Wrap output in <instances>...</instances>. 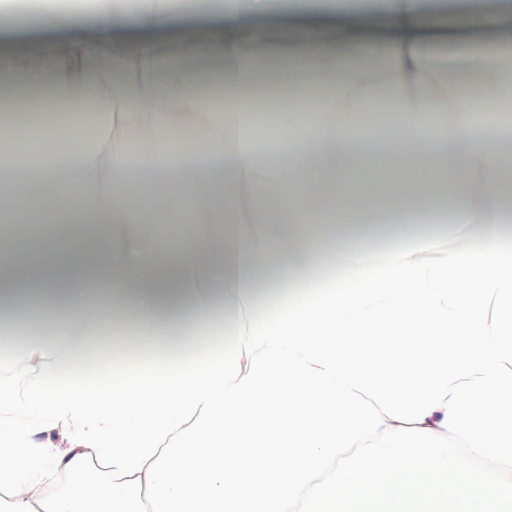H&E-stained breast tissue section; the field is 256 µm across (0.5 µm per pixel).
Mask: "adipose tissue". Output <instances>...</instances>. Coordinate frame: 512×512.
Returning <instances> with one entry per match:
<instances>
[{
    "mask_svg": "<svg viewBox=\"0 0 512 512\" xmlns=\"http://www.w3.org/2000/svg\"><path fill=\"white\" fill-rule=\"evenodd\" d=\"M192 0H38L21 26L0 0V39L82 28L53 46V107L94 101L96 141L35 159L0 153V512H512V181L501 48L491 10L434 27L423 0H380L390 33L367 68L361 14L299 0L331 29L278 47L308 134L261 169L258 21L273 0H230L201 34L166 31ZM120 41L97 37L106 22ZM225 60L203 96L180 60ZM341 69L312 63L313 54ZM25 55L0 59V137L31 102ZM388 94L380 140H358ZM192 128L201 152L171 138ZM264 222L213 226L228 188ZM443 212L446 230L401 227ZM173 225L162 243L152 226ZM378 232L386 250L329 256L331 238ZM75 281L92 300L72 298ZM132 324V356L102 359L105 323ZM182 353L164 356V324ZM80 376L60 372L73 347Z\"/></svg>",
    "mask_w": 512,
    "mask_h": 512,
    "instance_id": "obj_1",
    "label": "adipose tissue"
}]
</instances>
